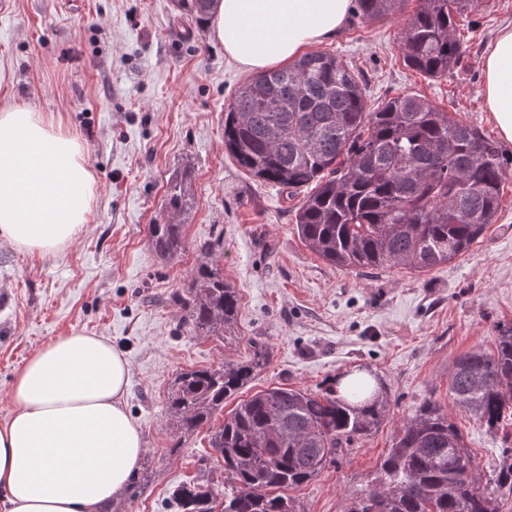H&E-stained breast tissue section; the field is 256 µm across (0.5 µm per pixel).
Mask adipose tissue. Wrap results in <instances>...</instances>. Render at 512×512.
<instances>
[{
  "mask_svg": "<svg viewBox=\"0 0 512 512\" xmlns=\"http://www.w3.org/2000/svg\"><path fill=\"white\" fill-rule=\"evenodd\" d=\"M350 0H220L213 36L229 60L264 71L336 36ZM484 92L512 142V26L484 60ZM93 199L78 138L25 105L0 108V243L46 256L74 241ZM129 364L102 337H58L16 372L0 421L5 512H101L127 485L144 448L124 405Z\"/></svg>",
  "mask_w": 512,
  "mask_h": 512,
  "instance_id": "ef3b65f1",
  "label": "adipose tissue"
}]
</instances>
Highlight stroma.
<instances>
[{"label": "stroma", "mask_w": 512, "mask_h": 512, "mask_svg": "<svg viewBox=\"0 0 512 512\" xmlns=\"http://www.w3.org/2000/svg\"><path fill=\"white\" fill-rule=\"evenodd\" d=\"M417 6L405 0L397 15L371 22L350 15L314 49L363 77L368 107L417 93L499 139L483 60L512 25V0H478L458 18L464 59L442 79L410 69L400 54L402 22ZM0 72V107L28 104L61 122L85 144L95 179L87 224L56 255L0 244V420L15 370L49 340L84 331L112 342L129 361L125 402L145 448L143 484L119 495V512H179L177 486L223 475L206 429L181 436L167 424V393L183 370L246 361L262 348L268 360L242 397L275 386L319 391L353 372L380 380L389 412L378 431L290 492L303 512H344L401 423L425 401L449 404L454 360L492 349L498 327L512 326V171L493 224L463 257L424 272L329 264L297 233L300 197L225 154L224 114L251 73L174 0H0ZM185 170L186 249L167 261L148 227L164 221L167 182ZM219 229L224 277L240 295L235 333L223 340L194 335L171 299ZM453 417L487 481L512 448V420L489 431L462 412Z\"/></svg>", "instance_id": "stroma-1"}]
</instances>
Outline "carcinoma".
I'll return each instance as SVG.
<instances>
[{"mask_svg": "<svg viewBox=\"0 0 512 512\" xmlns=\"http://www.w3.org/2000/svg\"><path fill=\"white\" fill-rule=\"evenodd\" d=\"M214 0H175L199 27ZM374 20L401 11L404 0H355ZM476 0H419L403 24L405 63L432 79L463 57L456 17ZM224 151L250 175L295 193L297 233L311 252L345 270L403 266L429 271L464 256L500 206L508 166L502 146L419 94L366 111L363 78L335 56L303 55L294 65L250 78L224 116ZM189 173L168 182L165 211L151 224L154 250L173 260L186 247L176 218L189 208ZM222 233L198 247L186 288L173 295L183 322L199 336L225 339L240 311L237 288L224 280ZM267 361L184 371L167 395L168 425L181 434L206 426L224 463L221 486L183 484L172 497L180 512H301L287 491L316 478L384 421L388 398L355 377L347 397L333 388L309 392L276 386L240 401L224 423L211 424ZM454 407L494 430L512 404V326L497 329L492 351L459 356L448 374ZM469 464L470 474L460 473ZM479 469L448 408L422 403L398 428L371 484L346 497L344 512H499L512 492V451H503L493 481Z\"/></svg>", "mask_w": 512, "mask_h": 512, "instance_id": "carcinoma-1", "label": "carcinoma"}]
</instances>
